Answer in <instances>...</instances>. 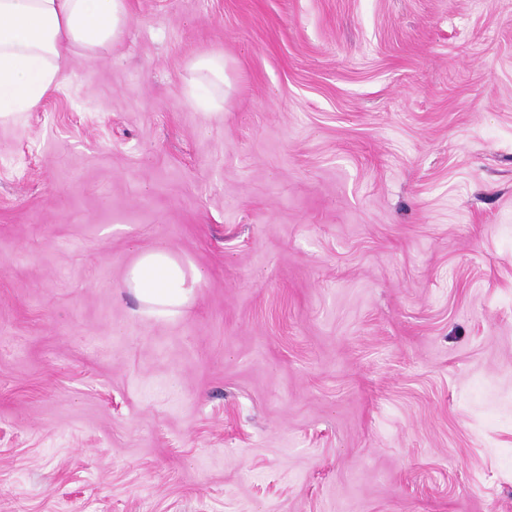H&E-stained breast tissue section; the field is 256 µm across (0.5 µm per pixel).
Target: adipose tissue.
Segmentation results:
<instances>
[{
  "label": "adipose tissue",
  "instance_id": "obj_1",
  "mask_svg": "<svg viewBox=\"0 0 512 512\" xmlns=\"http://www.w3.org/2000/svg\"><path fill=\"white\" fill-rule=\"evenodd\" d=\"M129 21L127 0H0V112H29L57 84L66 48L112 46ZM201 274L169 252H144L125 286L159 316L182 313Z\"/></svg>",
  "mask_w": 512,
  "mask_h": 512
}]
</instances>
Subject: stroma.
<instances>
[{
    "label": "stroma",
    "instance_id": "1",
    "mask_svg": "<svg viewBox=\"0 0 512 512\" xmlns=\"http://www.w3.org/2000/svg\"><path fill=\"white\" fill-rule=\"evenodd\" d=\"M127 3L0 116V512H512V0ZM193 71L200 79L191 85L188 94L194 100L196 90L199 84L207 86L209 89L220 88L224 85V61L219 54H209L198 57L193 62ZM201 273L187 274L184 267L164 249L146 251L125 278V288L149 311L159 316L182 314Z\"/></svg>",
    "mask_w": 512,
    "mask_h": 512
}]
</instances>
